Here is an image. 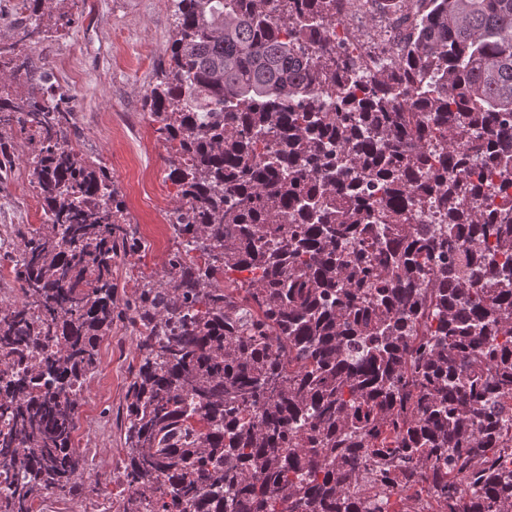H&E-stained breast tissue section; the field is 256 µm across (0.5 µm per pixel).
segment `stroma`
I'll return each instance as SVG.
<instances>
[{
	"label": "stroma",
	"mask_w": 512,
	"mask_h": 512,
	"mask_svg": "<svg viewBox=\"0 0 512 512\" xmlns=\"http://www.w3.org/2000/svg\"><path fill=\"white\" fill-rule=\"evenodd\" d=\"M172 22L170 0H83L62 40L33 52L35 61L69 73L83 152L106 163L130 224L145 240L141 252L113 265L112 281L119 288L130 286L137 273H163L176 246L171 225L152 207L159 194L169 205L178 203L165 163L168 147L154 137L148 147L139 145L142 133L152 129L144 97L167 57ZM11 139V168L0 180V225L27 224L32 218L16 195L17 186L30 178L28 145L23 135ZM100 351L102 364L86 382L74 443L90 467L111 469L112 489L119 492L125 391L138 364L134 330L113 321Z\"/></svg>",
	"instance_id": "obj_1"
}]
</instances>
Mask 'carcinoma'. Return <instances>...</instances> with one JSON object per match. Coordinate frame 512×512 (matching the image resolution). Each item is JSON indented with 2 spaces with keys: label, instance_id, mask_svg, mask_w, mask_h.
Here are the masks:
<instances>
[{
  "label": "carcinoma",
  "instance_id": "carcinoma-1",
  "mask_svg": "<svg viewBox=\"0 0 512 512\" xmlns=\"http://www.w3.org/2000/svg\"><path fill=\"white\" fill-rule=\"evenodd\" d=\"M171 2L145 100L192 213L167 274L116 298L112 264L142 239L103 161L67 150L74 109L42 103L27 59L0 101V129L39 134L50 218L0 229L4 255L21 245L0 512L83 485L81 390L116 318L139 362L124 488H95L108 512H368L422 488L434 512H512V196L494 216L469 202L474 162L512 167V0H390L412 34L365 73L330 37L354 0ZM74 4L27 10L51 25ZM430 202L448 223L415 237Z\"/></svg>",
  "mask_w": 512,
  "mask_h": 512
}]
</instances>
